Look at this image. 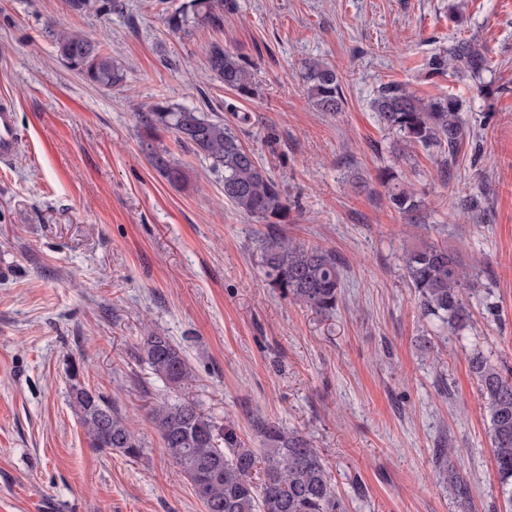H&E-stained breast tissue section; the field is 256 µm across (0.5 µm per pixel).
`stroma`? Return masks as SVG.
<instances>
[{
	"label": "stroma",
	"mask_w": 512,
	"mask_h": 512,
	"mask_svg": "<svg viewBox=\"0 0 512 512\" xmlns=\"http://www.w3.org/2000/svg\"><path fill=\"white\" fill-rule=\"evenodd\" d=\"M0 0V102L22 137L0 164V512H204L158 450L157 401H194L252 448L261 418L319 448L346 512H458L436 451L469 484L468 512H505L488 413L468 364L512 368V0H236L224 29L170 33L182 0ZM109 33L121 86L86 82L57 59L49 27ZM460 39L485 51L481 80L430 75ZM220 42L252 66L247 97L213 79ZM332 63L341 112L316 111L303 72ZM457 95L460 156L400 143L372 109L378 89ZM223 121L292 203L280 233L334 253L342 290L325 317L270 288L267 227L224 201V173L160 133L186 174L171 183L142 146L150 101ZM395 166L424 224L405 223L376 184ZM371 188L357 192L356 179ZM478 197L487 218L459 200ZM447 244L482 271L465 341L423 319L402 255ZM185 351L175 392L137 355L146 329ZM77 380L115 400L145 453L91 448L69 403Z\"/></svg>",
	"instance_id": "1"
}]
</instances>
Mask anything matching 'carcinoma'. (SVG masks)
<instances>
[{
  "instance_id": "carcinoma-1",
  "label": "carcinoma",
  "mask_w": 512,
  "mask_h": 512,
  "mask_svg": "<svg viewBox=\"0 0 512 512\" xmlns=\"http://www.w3.org/2000/svg\"><path fill=\"white\" fill-rule=\"evenodd\" d=\"M233 8V0H184L165 14L164 23L175 34L195 27L221 30L224 12ZM52 37L61 63L89 83L107 88L123 83V68L112 58L105 34L93 39L58 20L53 22ZM205 55L216 80L242 97L253 93L252 73L241 56L218 42L210 43ZM446 64L478 79L486 69V58L472 41L460 39L448 50V60L431 62V74L444 73ZM306 79L308 97L317 111L342 110L344 97L335 66L324 60L311 61ZM461 107L451 94L425 100L398 84L382 87L373 101L380 123L400 142L436 147L450 158L465 137ZM138 117L148 134L144 143L149 159L169 182L178 183L185 174L166 158V150L154 144L153 134L160 129L224 170V200L238 211L263 224L288 223V200L279 184L222 121L167 101L142 107ZM377 179L386 187L391 207L408 223H419V202L398 183L397 172L383 168ZM259 250L270 287L320 314L336 311L342 279L335 254L295 244L277 233L264 235ZM402 263L423 317L435 318L448 332L462 336L472 318L463 292L475 291L479 276L469 274L448 245L427 240L405 250ZM137 354L173 389L181 390L192 378L182 348L158 330L140 338ZM468 362L486 401L494 461L512 512V373H505L480 351L472 352ZM69 401L93 448L104 450L99 443L104 433L112 440V451L133 460L142 457L145 443L114 402L79 381L71 383ZM149 417L160 437L159 451L181 468L205 512H345L319 450L292 431L256 419L254 428L263 447L246 448L195 402L179 398L155 404ZM448 482L460 512H467L468 483L453 474Z\"/></svg>"
}]
</instances>
